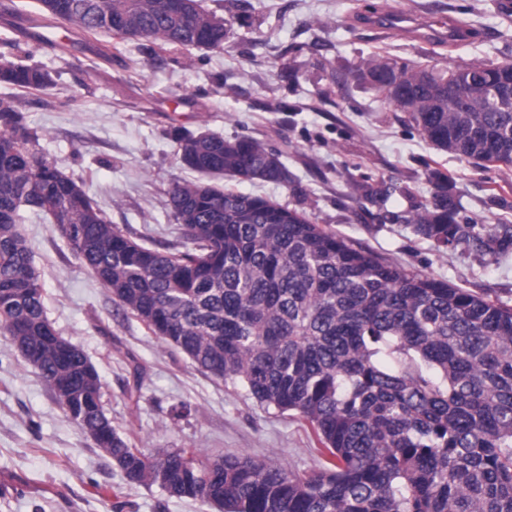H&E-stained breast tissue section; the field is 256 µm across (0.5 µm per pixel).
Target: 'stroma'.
Segmentation results:
<instances>
[{"label":"stroma","mask_w":512,"mask_h":512,"mask_svg":"<svg viewBox=\"0 0 512 512\" xmlns=\"http://www.w3.org/2000/svg\"><path fill=\"white\" fill-rule=\"evenodd\" d=\"M500 0H201L232 18L223 50L167 48L150 59L146 40L86 45L36 63L55 88L22 95L38 149L56 160L126 235L150 248L177 243L173 186L197 180L177 155L174 132L249 135L283 153L289 181L224 178L330 225L354 246L407 270L512 306V254L493 261L466 247L440 252L403 222L430 202V169L453 177L461 219L512 225V168H484L435 150L358 79L375 54L427 69L512 63V16ZM400 10L418 20L452 17L472 36L442 43L427 30L380 32L369 18ZM291 71V78L280 75ZM383 184L385 202L365 195ZM503 189L497 200L495 189ZM400 214L397 222L389 214ZM46 314L96 367L104 410L129 447L149 455L182 449L204 460L249 455L292 472L322 462L295 412L268 408L240 386L208 376L161 342L72 254L56 225L25 214ZM0 512H218L209 503L130 482L112 458L54 401L10 337L0 334Z\"/></svg>","instance_id":"35a3bbf8"}]
</instances>
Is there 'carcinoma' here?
I'll list each match as a JSON object with an SVG mask.
<instances>
[{"mask_svg":"<svg viewBox=\"0 0 512 512\" xmlns=\"http://www.w3.org/2000/svg\"><path fill=\"white\" fill-rule=\"evenodd\" d=\"M32 25L78 35L142 32L156 49L224 48L227 32L192 0H37ZM0 86L47 91L32 34L3 42ZM376 55L359 76L380 77ZM404 95L384 96L434 148L512 167V64L454 65ZM481 87L461 98L448 86ZM20 99L0 96V331L80 426L112 434L113 461L133 482L222 512H512V307L380 260L272 200L218 183L177 184L170 206L181 247L149 248L111 223L47 156ZM181 162L209 177L285 184L281 155L252 137L177 133ZM429 204L392 216L435 247L500 258L512 225L460 223L451 177L431 173ZM74 256L113 301L198 368L241 384L258 403L312 427L325 463L296 474L247 455L214 460L128 447L102 405L98 372L50 333L40 275L20 211L56 219Z\"/></svg>","mask_w":512,"mask_h":512,"instance_id":"1","label":"carcinoma"}]
</instances>
